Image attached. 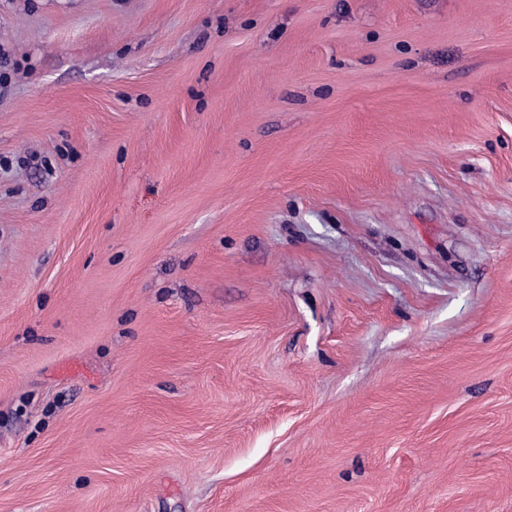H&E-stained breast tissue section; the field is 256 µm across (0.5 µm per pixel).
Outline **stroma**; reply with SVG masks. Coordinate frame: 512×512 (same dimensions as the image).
Here are the masks:
<instances>
[{"instance_id": "1", "label": "stroma", "mask_w": 512, "mask_h": 512, "mask_svg": "<svg viewBox=\"0 0 512 512\" xmlns=\"http://www.w3.org/2000/svg\"><path fill=\"white\" fill-rule=\"evenodd\" d=\"M0 512H512V0H0Z\"/></svg>"}]
</instances>
